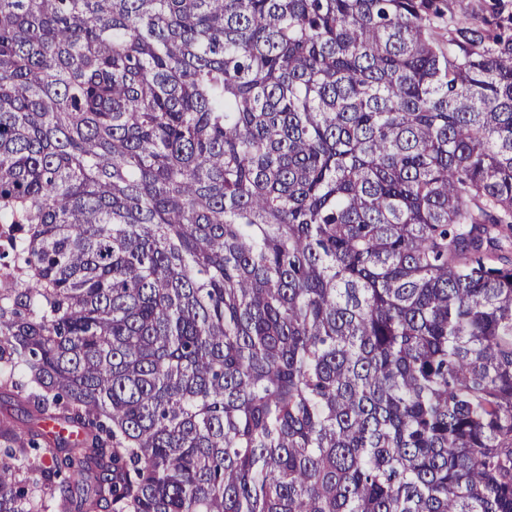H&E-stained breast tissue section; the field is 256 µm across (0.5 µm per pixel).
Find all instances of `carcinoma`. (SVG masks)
<instances>
[{
	"label": "carcinoma",
	"mask_w": 512,
	"mask_h": 512,
	"mask_svg": "<svg viewBox=\"0 0 512 512\" xmlns=\"http://www.w3.org/2000/svg\"><path fill=\"white\" fill-rule=\"evenodd\" d=\"M452 10L0 0V512H512V11ZM25 394L20 389L0 387V418L8 417L16 420L26 419Z\"/></svg>",
	"instance_id": "carcinoma-1"
}]
</instances>
